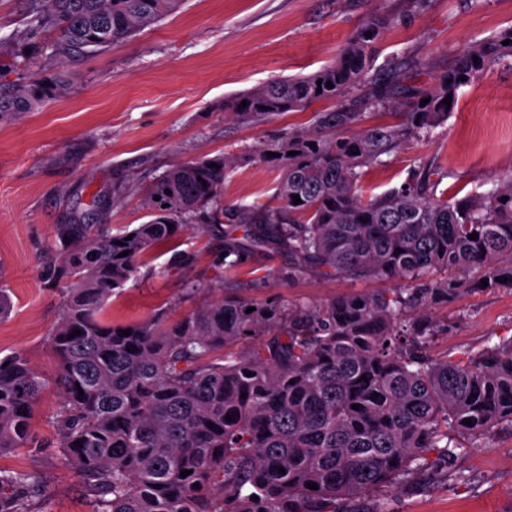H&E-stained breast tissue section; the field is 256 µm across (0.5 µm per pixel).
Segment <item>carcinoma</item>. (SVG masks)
Segmentation results:
<instances>
[{
  "instance_id": "carcinoma-1",
  "label": "carcinoma",
  "mask_w": 512,
  "mask_h": 512,
  "mask_svg": "<svg viewBox=\"0 0 512 512\" xmlns=\"http://www.w3.org/2000/svg\"><path fill=\"white\" fill-rule=\"evenodd\" d=\"M180 5L29 0L13 66L39 54L44 28L56 33L59 54L97 50ZM392 21L376 14L334 63L224 105L258 118L334 104L315 113L314 128L290 129L260 151L282 168L276 205H224L233 159L218 155L155 179L143 197L150 220L123 234L107 224L58 225L49 282L65 284V296L51 338L61 393L53 426L58 455L82 478L94 512H392L387 490L436 473L454 450L494 431L512 434V338L475 353L430 354L441 331L436 309L475 290L512 288V177L457 199L437 195L443 176L421 164L397 191L360 192L364 166L428 135L451 112L444 99L457 100L461 87L512 57V27L465 49L434 85L401 88L368 80L373 44ZM362 84L372 103H395L400 120L347 136L364 115L344 98ZM58 90L38 73L1 82L0 119L38 110ZM200 215L208 233L224 232L232 217L249 225L241 239L225 236L227 269L273 244L293 258L290 279L317 270L395 286L316 304L226 294L172 322L163 313L129 326L106 321L108 299L140 274L143 257ZM248 337L255 343L236 349ZM43 385L21 355L0 359V455L30 441ZM42 496L40 474L0 468V512H39Z\"/></svg>"
}]
</instances>
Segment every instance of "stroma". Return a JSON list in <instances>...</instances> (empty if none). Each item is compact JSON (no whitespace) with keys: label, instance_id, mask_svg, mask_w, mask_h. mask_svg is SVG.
<instances>
[{"label":"stroma","instance_id":"35a3bbf8","mask_svg":"<svg viewBox=\"0 0 512 512\" xmlns=\"http://www.w3.org/2000/svg\"><path fill=\"white\" fill-rule=\"evenodd\" d=\"M394 15L373 46L371 76L394 73L430 86L462 49L512 27V0H184L181 8L126 41L60 59L56 36L30 67H12L15 36L25 29L26 0H0V79L20 83L38 73L57 78V97L35 112L0 120V288L11 308L0 317V358L21 354L49 384L34 405L32 443L0 457V468L35 471L44 480L42 512H92L81 478L60 460L52 417L61 401L51 381L58 360L51 337L62 290L47 282L59 254L56 228L97 221L113 232L146 223V187L172 166L233 155L224 200L246 208L271 203L280 169L257 152L291 128H310L322 104L245 121L226 101L280 79L333 63L374 13ZM444 172L441 189L465 196L512 176V58L462 87L446 121L365 168L364 196L408 181L420 163ZM108 206L91 209L92 197ZM221 239L189 229L149 252L147 271L108 301L105 317L134 324L164 313L178 319L225 287L253 302H324L387 289L384 280L353 281L313 272L291 281L286 248L250 251L222 273ZM169 269L159 277L157 269ZM196 289L187 300V289ZM436 317L448 326L434 350L455 354L512 337V289L461 295ZM393 512H512V435L498 433L462 448L434 482L391 493Z\"/></svg>","mask_w":512,"mask_h":512}]
</instances>
